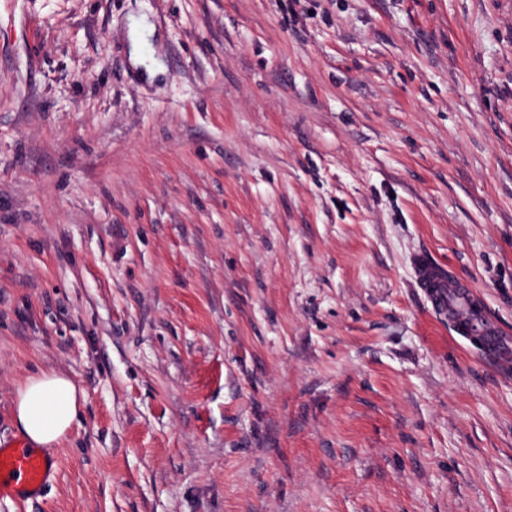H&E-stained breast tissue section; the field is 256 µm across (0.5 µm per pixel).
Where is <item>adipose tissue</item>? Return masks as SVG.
Wrapping results in <instances>:
<instances>
[{
    "label": "adipose tissue",
    "instance_id": "obj_1",
    "mask_svg": "<svg viewBox=\"0 0 512 512\" xmlns=\"http://www.w3.org/2000/svg\"><path fill=\"white\" fill-rule=\"evenodd\" d=\"M82 403L81 391L68 376L47 370L19 384L13 407L26 443L39 451L70 434Z\"/></svg>",
    "mask_w": 512,
    "mask_h": 512
}]
</instances>
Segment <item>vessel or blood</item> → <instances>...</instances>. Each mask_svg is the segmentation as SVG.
Returning <instances> with one entry per match:
<instances>
[{
    "instance_id": "1",
    "label": "vessel or blood",
    "mask_w": 512,
    "mask_h": 512,
    "mask_svg": "<svg viewBox=\"0 0 512 512\" xmlns=\"http://www.w3.org/2000/svg\"><path fill=\"white\" fill-rule=\"evenodd\" d=\"M414 270L433 305L448 311L460 334L482 336L485 347L494 353L503 348L504 340L495 327L470 318L473 296L467 284L447 276L424 254L417 256ZM57 468L55 458L37 454L22 443L0 444V498L25 500L38 496Z\"/></svg>"
}]
</instances>
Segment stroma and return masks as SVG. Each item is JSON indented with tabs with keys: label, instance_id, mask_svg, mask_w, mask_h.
Masks as SVG:
<instances>
[{
	"label": "stroma",
	"instance_id": "obj_1",
	"mask_svg": "<svg viewBox=\"0 0 512 512\" xmlns=\"http://www.w3.org/2000/svg\"><path fill=\"white\" fill-rule=\"evenodd\" d=\"M512 0H0V512H512ZM414 270L421 288L431 297L433 305L440 310L448 308V315L453 319L457 331L482 341L491 353L499 352L504 346L501 333L483 318L472 320L469 317L471 304L474 303L472 292L468 285L446 275L425 254H419L414 263ZM83 395L62 372L42 371L19 384L14 413L26 443L35 450L55 448L76 421ZM57 468L54 457L37 454L20 442L0 444V498L25 500L38 496Z\"/></svg>",
	"mask_w": 512,
	"mask_h": 512
}]
</instances>
